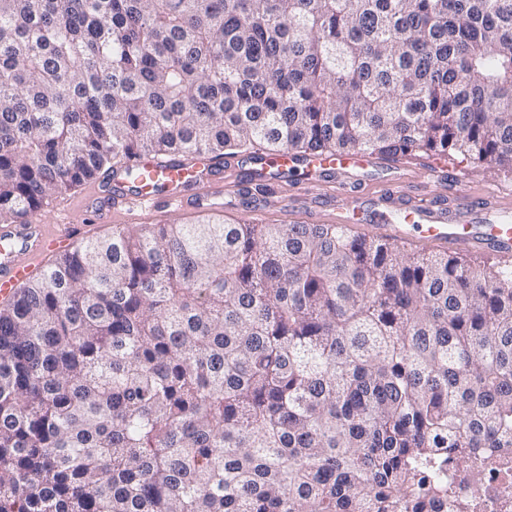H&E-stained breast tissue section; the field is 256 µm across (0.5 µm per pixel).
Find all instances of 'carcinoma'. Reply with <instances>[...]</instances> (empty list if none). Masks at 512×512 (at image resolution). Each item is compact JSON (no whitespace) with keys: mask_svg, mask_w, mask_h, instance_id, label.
Instances as JSON below:
<instances>
[{"mask_svg":"<svg viewBox=\"0 0 512 512\" xmlns=\"http://www.w3.org/2000/svg\"><path fill=\"white\" fill-rule=\"evenodd\" d=\"M512 172V0H0V223L145 155ZM512 448V266L116 224L0 306V512H441Z\"/></svg>","mask_w":512,"mask_h":512,"instance_id":"carcinoma-1","label":"carcinoma"}]
</instances>
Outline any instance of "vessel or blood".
Here are the masks:
<instances>
[{
    "label": "vessel or blood",
    "mask_w": 512,
    "mask_h": 512,
    "mask_svg": "<svg viewBox=\"0 0 512 512\" xmlns=\"http://www.w3.org/2000/svg\"><path fill=\"white\" fill-rule=\"evenodd\" d=\"M362 154L297 158L286 152L274 161H260V177L278 179L282 170L305 165L324 196L367 165ZM240 167L233 161L206 158L189 165L180 157H143L118 168L105 187H91L80 203L57 210L53 224L0 225V302L12 300L35 274L42 257L68 251L79 209L94 210L106 224L134 221L153 223L163 213L181 214L193 205L213 206L232 188L242 186ZM394 217L386 224L362 225V232L403 245H441L452 249H480L512 261V198L488 188L473 195L462 187L451 202L409 199L403 191L386 195Z\"/></svg>",
    "instance_id": "vessel-or-blood-1"
}]
</instances>
